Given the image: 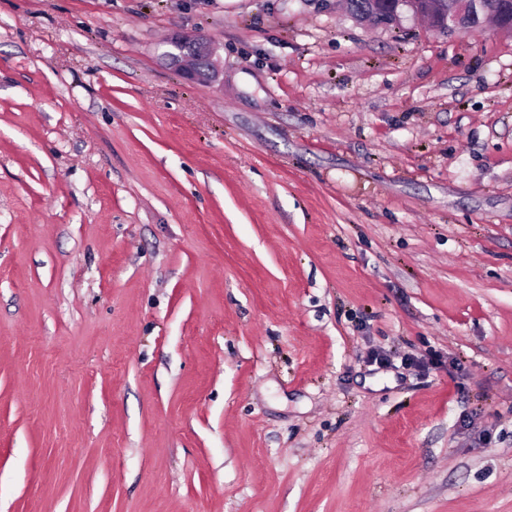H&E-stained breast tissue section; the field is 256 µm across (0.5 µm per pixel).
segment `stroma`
Instances as JSON below:
<instances>
[{
	"label": "stroma",
	"mask_w": 512,
	"mask_h": 512,
	"mask_svg": "<svg viewBox=\"0 0 512 512\" xmlns=\"http://www.w3.org/2000/svg\"><path fill=\"white\" fill-rule=\"evenodd\" d=\"M0 512H512V34L0 0ZM170 50L166 52V56L170 59L171 63L175 64L176 70L186 79L188 80H216L219 76V70L217 66L211 60V53L207 44L198 43L201 54L203 55V66L201 69L185 67L184 64L180 61L181 55L180 52L187 45L188 41L184 40H174L171 38L169 40ZM179 52V53H178Z\"/></svg>",
	"instance_id": "stroma-1"
}]
</instances>
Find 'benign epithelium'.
<instances>
[{
    "instance_id": "obj_1",
    "label": "benign epithelium",
    "mask_w": 512,
    "mask_h": 512,
    "mask_svg": "<svg viewBox=\"0 0 512 512\" xmlns=\"http://www.w3.org/2000/svg\"><path fill=\"white\" fill-rule=\"evenodd\" d=\"M435 5L431 0H379L374 11V24L386 27H397L401 24L404 14L420 16L423 12H432ZM493 15L496 25L512 33V5L504 0H448V7L437 12L433 29L445 33H463L478 28L483 20ZM187 45L184 40H169L170 50L166 56L175 64L176 70L188 80H215L219 76L218 68L214 67L208 45L201 43L199 49L203 55L202 68L186 67L180 61V51Z\"/></svg>"
}]
</instances>
